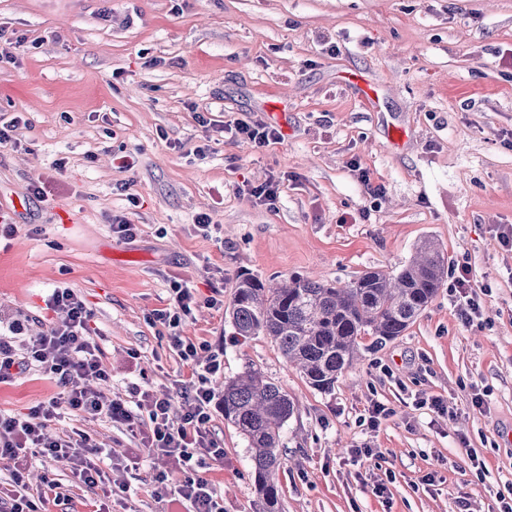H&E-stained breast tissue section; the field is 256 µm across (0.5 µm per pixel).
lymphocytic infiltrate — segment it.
Returning <instances> with one entry per match:
<instances>
[{
    "label": "lymphocytic infiltrate",
    "instance_id": "obj_1",
    "mask_svg": "<svg viewBox=\"0 0 512 512\" xmlns=\"http://www.w3.org/2000/svg\"><path fill=\"white\" fill-rule=\"evenodd\" d=\"M48 306L63 313L62 324L29 337L22 347L0 336V384L12 382L23 370L38 368L55 376L58 397L37 404L26 413L0 412V459L10 464V483L0 486V512H42L48 499H64L60 483L45 478L32 485L26 475L35 459L52 460L69 467L87 487L104 480L105 461L122 458L138 467L142 458L166 457L175 461L180 479L168 473L155 476L153 495L168 501L176 512H224V501L206 474L212 464L223 462L224 451L211 439L209 424L216 398L212 382L224 372V351L215 349L200 359L197 345L182 336H170L171 348L193 371L179 392L184 401L180 419L170 417L168 397L131 384L127 396H111L90 388L93 380L107 381L102 367L103 351L90 333L93 313L71 288L54 289ZM67 409L90 418H105L139 437L138 447L123 455L94 444L88 434L73 438L52 428L59 410Z\"/></svg>",
    "mask_w": 512,
    "mask_h": 512
}]
</instances>
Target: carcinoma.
<instances>
[{
	"mask_svg": "<svg viewBox=\"0 0 512 512\" xmlns=\"http://www.w3.org/2000/svg\"><path fill=\"white\" fill-rule=\"evenodd\" d=\"M445 258L431 241L397 275L366 271L346 284L294 276L281 283L241 280L227 309L237 335L267 336L311 387L326 391L353 366L359 339L383 344L404 334L443 287ZM224 420L247 440L262 512H280L279 448L296 402L250 368L224 383Z\"/></svg>",
	"mask_w": 512,
	"mask_h": 512,
	"instance_id": "1",
	"label": "carcinoma"
}]
</instances>
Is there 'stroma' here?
I'll list each match as a JSON object with an SVG mask.
<instances>
[{"mask_svg": "<svg viewBox=\"0 0 512 512\" xmlns=\"http://www.w3.org/2000/svg\"><path fill=\"white\" fill-rule=\"evenodd\" d=\"M0 35L16 58L0 66V119L24 120L19 147L0 149V213L17 226L0 242V334L18 347L59 322L46 299L72 288L94 312L112 394L133 382L169 392L176 416L190 369L170 336L223 345L216 389L250 366L296 401L282 512L512 505V249L498 238L512 227V0H0ZM352 74L375 85V104ZM268 102L287 114L281 140L257 148L225 132L268 121ZM269 180L280 183L270 205L251 194ZM36 185L46 199L31 195ZM115 214L133 237L113 233ZM427 238L445 258L443 288L404 336L379 346L364 336L332 390L309 386L270 338L235 336L226 310L241 279L395 274ZM459 263L483 311L469 327L450 290ZM174 280L199 300L176 328L150 319ZM59 391L23 371L0 385V411ZM434 398L445 412L429 409ZM374 402L389 410L375 428ZM55 426L132 445L105 419L65 413ZM210 426L224 461L207 477L224 512H258L247 441L221 409ZM155 474L149 462L109 469V486L128 487L112 512H170L152 494ZM45 476L70 498L50 512H91L103 496L62 464L37 463L30 480Z\"/></svg>", "mask_w": 512, "mask_h": 512, "instance_id": "35a3bbf8", "label": "stroma"}]
</instances>
